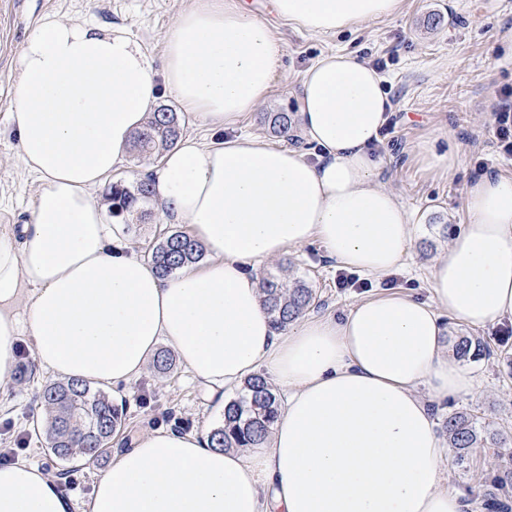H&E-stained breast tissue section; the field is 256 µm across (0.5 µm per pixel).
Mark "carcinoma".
I'll return each mask as SVG.
<instances>
[{
  "label": "carcinoma",
  "mask_w": 512,
  "mask_h": 512,
  "mask_svg": "<svg viewBox=\"0 0 512 512\" xmlns=\"http://www.w3.org/2000/svg\"><path fill=\"white\" fill-rule=\"evenodd\" d=\"M181 118L168 108H158L146 127L138 133L133 149L153 154L172 144L180 136ZM154 197L153 180L146 176L128 186L122 182L110 185L107 200L110 212L117 216L132 212ZM203 257L202 247L180 231H173L151 248V261L157 273L169 276ZM264 305L276 329H284L315 302L313 289L305 281L294 279L291 285L273 278L262 280ZM483 344L479 338L458 336L453 354L458 359L477 355ZM47 411L46 428L49 450L61 460L74 456L97 458L111 447L112 440L124 423L123 410L112 405L100 388L78 379L50 381L39 395ZM277 415L276 396L262 375L249 379L237 397L224 408V424L210 435L214 448L258 447ZM448 432V447L453 449L456 463L464 466L473 449L484 447L488 424L482 417L468 412H452L443 422ZM484 506L487 512H512V465L498 467L485 479Z\"/></svg>",
  "instance_id": "obj_1"
}]
</instances>
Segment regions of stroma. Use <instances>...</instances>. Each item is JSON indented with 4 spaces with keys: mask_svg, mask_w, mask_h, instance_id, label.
<instances>
[{
    "mask_svg": "<svg viewBox=\"0 0 512 512\" xmlns=\"http://www.w3.org/2000/svg\"><path fill=\"white\" fill-rule=\"evenodd\" d=\"M242 2L283 42L288 81L276 84L267 103L240 120L238 132L313 153V145L298 130L283 137L274 133L270 122L271 113H295L294 91L304 70L323 53L339 49L370 62H385L393 113L379 147L384 160L379 181L412 212L413 247L401 267L382 279L369 280L364 293L430 300V268L467 222L463 207L467 184L485 171L512 177V158L500 154L494 137L496 99L502 89H512V67L497 61L500 35L512 28V0H405L397 18L368 22L330 37L294 29L276 15L271 0ZM186 5L187 0H0V226L28 221L37 190L34 179L14 164L15 137L8 123L13 70L27 37L48 16L84 19L125 27L157 57L172 19ZM424 139L431 140L438 152L456 155L451 174L421 168L414 148ZM118 222L120 236L144 257L168 230L152 203L143 211L119 216ZM339 272L316 242L255 269L260 278L272 274L284 282L305 280L316 293L311 314L336 316L343 314L355 294L353 288L338 285ZM442 321L449 336L480 337L484 351L478 360L465 364L477 381L475 389L456 399L453 407H435L436 423H443L449 410H465L490 420L492 431L512 436V367L505 361L512 356V320L478 329L447 315ZM19 362L28 366V373H16L0 392V449H11L12 460L27 461L56 477L64 495L74 507H81L112 455L107 452L83 464L63 463L50 454L44 413L37 403L51 376L32 370L29 349H22ZM124 403L125 427L114 440L118 447L141 432L167 427L190 432L205 422L222 420L210 390L179 365L165 375L147 368L127 389ZM500 462L494 452L483 448L472 453L467 467L448 460V483L467 490L475 505H482L486 473Z\"/></svg>",
    "mask_w": 512,
    "mask_h": 512,
    "instance_id": "35a3bbf8",
    "label": "stroma"
}]
</instances>
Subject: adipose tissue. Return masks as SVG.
I'll return each mask as SVG.
<instances>
[{
	"label": "adipose tissue",
	"instance_id": "1",
	"mask_svg": "<svg viewBox=\"0 0 512 512\" xmlns=\"http://www.w3.org/2000/svg\"><path fill=\"white\" fill-rule=\"evenodd\" d=\"M403 0H272L296 28L331 36L400 15ZM285 49L240 0H189L161 59L124 27L46 18L24 42L8 118L14 161L35 176L32 217L0 228V386L29 338L39 370L112 387L168 346L221 391L264 373L278 416L258 448H214L211 426L134 436L100 473L83 512H475L449 486V448L430 404L471 393L448 357L441 312L512 319V178L465 190L469 220L433 264L431 301L356 297L341 317L273 328L252 269L311 242L379 279L412 248V216L378 181L373 150L393 110L386 79L337 50L303 73L297 127L316 162L253 134L168 146L154 177L163 223L209 254L160 277L111 235L94 197L165 94L209 128L235 127L287 79ZM0 512H71L57 482L0 465Z\"/></svg>",
	"mask_w": 512,
	"mask_h": 512
}]
</instances>
